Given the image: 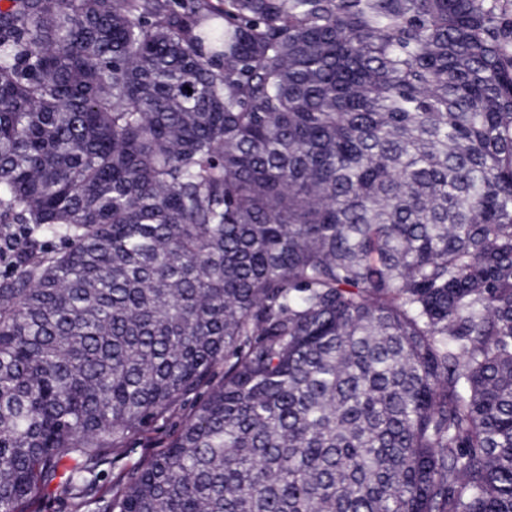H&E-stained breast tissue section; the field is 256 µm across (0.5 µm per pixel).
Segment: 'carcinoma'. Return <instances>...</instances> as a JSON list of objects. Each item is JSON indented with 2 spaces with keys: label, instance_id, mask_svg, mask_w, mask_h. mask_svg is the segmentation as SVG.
Masks as SVG:
<instances>
[{
  "label": "carcinoma",
  "instance_id": "carcinoma-1",
  "mask_svg": "<svg viewBox=\"0 0 512 512\" xmlns=\"http://www.w3.org/2000/svg\"><path fill=\"white\" fill-rule=\"evenodd\" d=\"M9 2L0 512H512L501 0ZM188 409V405L182 406L171 417L152 423L130 448L113 450L110 463L101 467L104 471L96 494L85 499H73L71 496L62 495L57 487L58 480H54L49 487L37 490L26 505L25 511L102 512L99 508L122 489L121 485L114 484L116 477L125 476L127 480L140 463L163 450L178 428L182 415L188 412Z\"/></svg>",
  "mask_w": 512,
  "mask_h": 512
}]
</instances>
